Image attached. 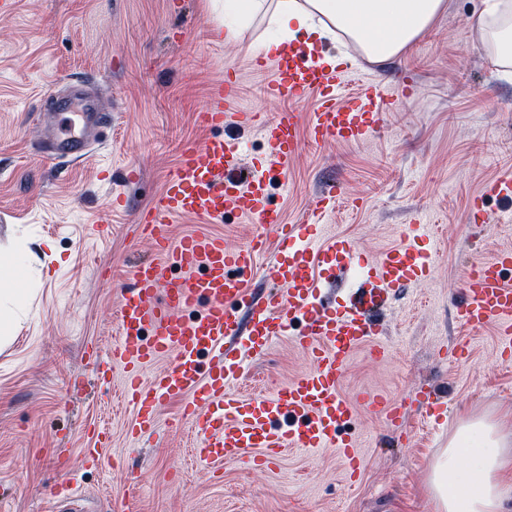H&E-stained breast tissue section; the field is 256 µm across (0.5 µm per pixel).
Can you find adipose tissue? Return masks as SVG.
<instances>
[{
	"label": "adipose tissue",
	"instance_id": "1",
	"mask_svg": "<svg viewBox=\"0 0 512 512\" xmlns=\"http://www.w3.org/2000/svg\"><path fill=\"white\" fill-rule=\"evenodd\" d=\"M443 6L444 0H277L269 12L265 0H224V14L245 26L268 13L273 50L302 33L315 41L340 32L367 56L386 60L402 54ZM471 24L500 45L501 64L512 65V0H483ZM29 270L25 242L0 252V344L19 326ZM426 489L432 512H512V430L490 414L463 416L432 462Z\"/></svg>",
	"mask_w": 512,
	"mask_h": 512
}]
</instances>
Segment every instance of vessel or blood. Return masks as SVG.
I'll use <instances>...</instances> for the list:
<instances>
[{"label": "vessel or blood", "instance_id": "vessel-or-blood-1", "mask_svg": "<svg viewBox=\"0 0 512 512\" xmlns=\"http://www.w3.org/2000/svg\"><path fill=\"white\" fill-rule=\"evenodd\" d=\"M273 78L268 96L284 102L275 117L234 109L236 76L226 73L216 86V100L197 115L209 137L201 147L185 148L176 173L144 217L142 230L158 245L159 260L136 266L133 284L121 292L119 338L109 363L130 371L174 353V364L146 385L129 384L125 396L136 410L134 431L154 426L156 409L165 400H188L200 439L196 457L205 464L238 459L261 449L275 457L288 448L335 449L349 476H356L361 454L345 427L355 407L396 422L398 406L367 394L353 402L340 394V379L352 354L380 333L377 315L394 289L427 278L430 250L419 240L432 227L415 223L408 242L368 259L358 288L345 305L316 307L321 288L316 268L332 264L344 269L356 260L353 244L325 232L336 206V190L319 196L301 224H285L270 203V188L284 176L297 145L295 106L312 103L309 140L357 145L371 138L389 110L386 86L365 81L348 92V73L318 62L303 49H288L271 60ZM82 118L97 114L98 99L88 93L59 107L58 122L67 113ZM238 122L257 128L264 147L260 165L244 168L245 151L224 138L225 125ZM85 130L58 131L52 154L77 160L87 155ZM283 234L286 246L272 267L276 288L260 291L250 285L263 235L237 250L215 236L187 235L172 240L170 224L178 216L223 223L227 213ZM181 272L178 280L168 269ZM512 249L499 250L467 273L456 307L459 323L471 330L496 326L503 351L512 350ZM285 336L313 360V367L288 386L254 398L229 393L231 379L243 370V353L262 355L270 341ZM209 368H202V359Z\"/></svg>", "mask_w": 512, "mask_h": 512}]
</instances>
